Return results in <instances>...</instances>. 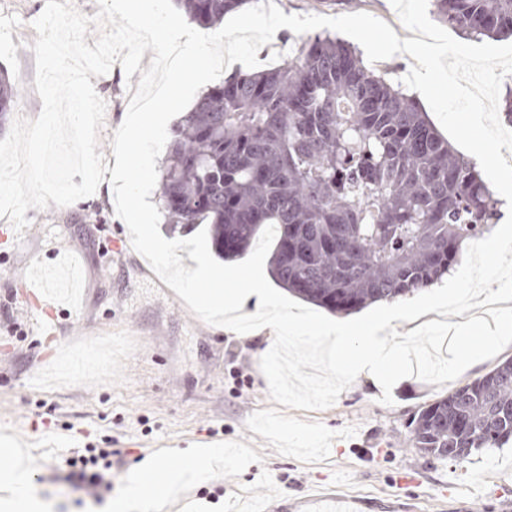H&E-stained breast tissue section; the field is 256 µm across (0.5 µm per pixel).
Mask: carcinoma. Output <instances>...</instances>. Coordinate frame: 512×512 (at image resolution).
<instances>
[{
    "mask_svg": "<svg viewBox=\"0 0 512 512\" xmlns=\"http://www.w3.org/2000/svg\"><path fill=\"white\" fill-rule=\"evenodd\" d=\"M217 24L246 0H179ZM470 36L512 35V0H435ZM19 83L0 71V123ZM160 201L168 230L204 224L238 257L275 228L270 274L317 306L353 312L430 286L465 240L485 237L497 200L419 104L326 36L259 74L202 94L171 131ZM411 445L464 459L512 438V359L448 390L410 420Z\"/></svg>",
    "mask_w": 512,
    "mask_h": 512,
    "instance_id": "carcinoma-1",
    "label": "carcinoma"
}]
</instances>
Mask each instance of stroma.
Wrapping results in <instances>:
<instances>
[{"label":"stroma","instance_id":"35a3bbf8","mask_svg":"<svg viewBox=\"0 0 512 512\" xmlns=\"http://www.w3.org/2000/svg\"><path fill=\"white\" fill-rule=\"evenodd\" d=\"M285 14L339 16L366 12L402 39L390 0H274ZM46 0H0V70L20 81L13 114L33 120L42 109L35 88L37 33ZM121 64L94 78L106 103L99 150L114 166L112 141L128 108ZM108 182L71 205L28 209L23 232L0 218V440L29 448L42 463L34 488L54 512H100L63 477L64 461L89 448H109L112 497L136 467H175L181 450L232 443L243 456L229 471L197 483L190 512H227L243 497L276 499L331 486L374 501L400 500L418 512L455 508L500 512L512 501V440L460 461L438 460L409 443L410 419L445 395L447 385L415 377L398 381L392 405L359 378L323 410L271 401L259 365L273 331L240 338L205 323L151 269L128 241ZM65 255L84 274L79 310L32 304L26 288L34 266Z\"/></svg>","mask_w":512,"mask_h":512}]
</instances>
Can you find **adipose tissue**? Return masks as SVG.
<instances>
[{
  "instance_id": "1",
  "label": "adipose tissue",
  "mask_w": 512,
  "mask_h": 512,
  "mask_svg": "<svg viewBox=\"0 0 512 512\" xmlns=\"http://www.w3.org/2000/svg\"><path fill=\"white\" fill-rule=\"evenodd\" d=\"M224 451L220 448H194L183 454L175 468L145 466L130 477L125 498L128 504H152L159 495L173 496L190 482L221 465ZM34 474L27 451L15 446L0 448V490L6 494L0 501V512H46L47 502L34 489Z\"/></svg>"
}]
</instances>
